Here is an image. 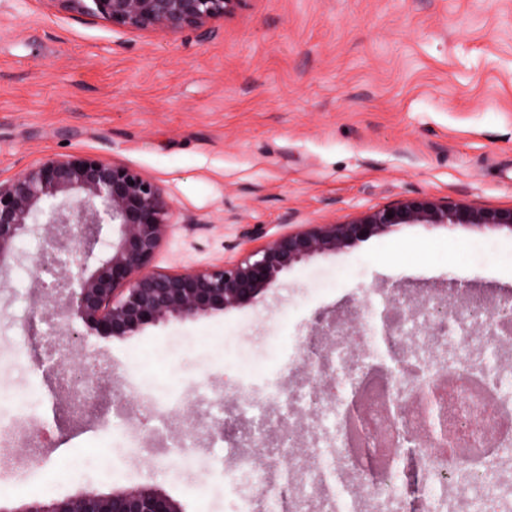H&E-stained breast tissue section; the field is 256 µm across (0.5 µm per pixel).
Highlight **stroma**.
Masks as SVG:
<instances>
[{
  "label": "stroma",
  "instance_id": "obj_1",
  "mask_svg": "<svg viewBox=\"0 0 512 512\" xmlns=\"http://www.w3.org/2000/svg\"><path fill=\"white\" fill-rule=\"evenodd\" d=\"M70 154L163 189L175 229L153 267L166 273L237 260L261 245L259 227L342 222L403 199L510 208L512 0H243L231 18L180 33L0 0V181ZM44 245L19 239L0 289V394L29 403L51 449L23 476L0 472V502L154 487L185 512H235L243 437L212 435L191 462L161 463L149 405L133 413V455L114 451L130 426L60 429L66 410L24 341ZM511 273L512 231L407 224L293 265L256 303L91 351L114 368L103 395L174 391L188 405L203 379L214 397L247 377L294 382L303 365L285 337L348 317L363 297L396 289L415 301L453 284L489 302L512 294Z\"/></svg>",
  "mask_w": 512,
  "mask_h": 512
}]
</instances>
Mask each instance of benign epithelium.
I'll return each instance as SVG.
<instances>
[{
	"label": "benign epithelium",
	"instance_id": "obj_1",
	"mask_svg": "<svg viewBox=\"0 0 512 512\" xmlns=\"http://www.w3.org/2000/svg\"><path fill=\"white\" fill-rule=\"evenodd\" d=\"M63 10L91 12L113 25L139 31L201 29L235 13L244 0H54ZM393 217H387V214ZM172 204L139 171L90 155L49 158L13 179L0 181V286L6 287L16 241L47 231L44 252H66L56 287L66 292L60 309L38 306L30 319L51 314L77 346L93 339H126L171 320L207 317L264 297L279 275L316 255L334 253L403 224H457L512 231V209H475L433 199H408L349 222H324L269 237L244 258L201 270L160 273L156 252L171 231ZM115 238L110 253L94 255L103 226ZM78 253L77 271L69 256ZM0 512H183L165 492L140 488L100 493L86 489L50 504L31 502Z\"/></svg>",
	"mask_w": 512,
	"mask_h": 512
}]
</instances>
